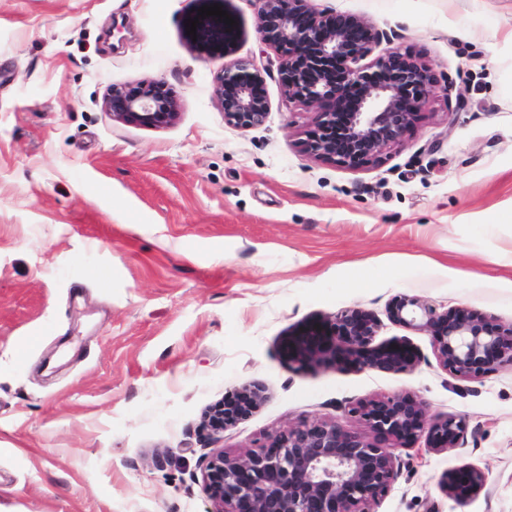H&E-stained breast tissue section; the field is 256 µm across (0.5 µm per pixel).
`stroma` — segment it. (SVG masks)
<instances>
[{
    "label": "stroma",
    "mask_w": 512,
    "mask_h": 512,
    "mask_svg": "<svg viewBox=\"0 0 512 512\" xmlns=\"http://www.w3.org/2000/svg\"><path fill=\"white\" fill-rule=\"evenodd\" d=\"M419 56L436 92L400 145L349 169L308 155L317 111L288 98L251 0H225L229 51L186 23L200 0H0V512H210L205 412L251 382L266 399L227 454L304 421L368 428L358 400L412 394L465 419L459 447L399 448L374 512H512V368L450 376L401 296L512 326V0H314ZM254 65L265 123L213 96ZM164 82L167 127L112 120L110 85ZM361 307L413 370L283 357L288 332ZM473 465L475 497L439 479ZM214 95L228 124L255 128L265 123L268 115L265 81L261 72L250 64L224 62L214 83Z\"/></svg>",
    "instance_id": "1"
}]
</instances>
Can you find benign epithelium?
<instances>
[{"label": "benign epithelium", "instance_id": "1", "mask_svg": "<svg viewBox=\"0 0 512 512\" xmlns=\"http://www.w3.org/2000/svg\"><path fill=\"white\" fill-rule=\"evenodd\" d=\"M253 4L262 40L282 58L280 80L288 98L320 110L318 127L305 141V150L315 157L348 168L378 158L402 142L436 93L431 70L410 52L395 50L369 66L361 64L371 46L386 38L364 19L325 15L313 0H253ZM200 28L213 44L227 39L222 17L209 16ZM327 60L338 64L335 81L318 76ZM347 87L360 89V95L338 144L328 137L336 123L329 100ZM214 95L227 123L240 128L265 123V81L251 65L225 62ZM179 107L178 97L158 82L133 88L113 85L102 101V110L112 119L156 128L173 124ZM389 314L398 324L431 336L434 355L454 377L474 379L503 364L512 366V326L494 328L466 308L441 312L426 300L407 296L396 300ZM377 330L378 322L369 311L341 310L293 336L288 358L298 369L338 354L359 366L412 369L418 356L403 345L373 344ZM239 397L244 399L241 405L221 404L207 415L204 428L214 441L256 409L265 393L252 382L239 389ZM348 413L383 442H370L336 421L323 420L294 426L245 456L212 448L202 473L212 512H373L371 505L397 476L393 449L422 442L428 452L446 451L459 446L467 429L453 415H428L423 401L407 395L360 401ZM441 486L450 497H473L484 489L485 478L481 470L468 466L446 473Z\"/></svg>", "mask_w": 512, "mask_h": 512}]
</instances>
